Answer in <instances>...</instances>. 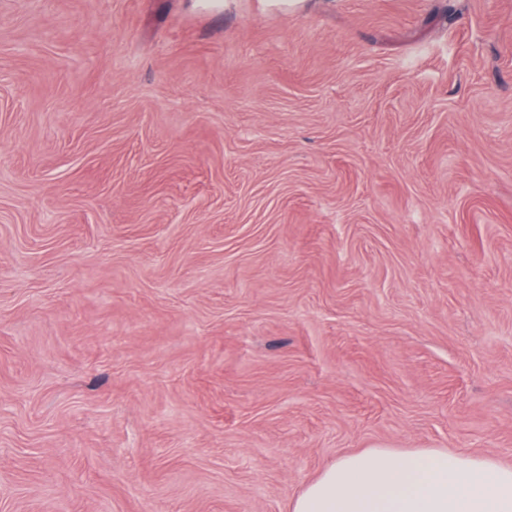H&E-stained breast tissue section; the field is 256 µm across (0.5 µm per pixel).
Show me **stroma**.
Masks as SVG:
<instances>
[{
	"mask_svg": "<svg viewBox=\"0 0 512 512\" xmlns=\"http://www.w3.org/2000/svg\"><path fill=\"white\" fill-rule=\"evenodd\" d=\"M365 448L512 465V0H0V512Z\"/></svg>",
	"mask_w": 512,
	"mask_h": 512,
	"instance_id": "stroma-1",
	"label": "stroma"
}]
</instances>
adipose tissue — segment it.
Listing matches in <instances>:
<instances>
[{"label":"adipose tissue","instance_id":"obj_1","mask_svg":"<svg viewBox=\"0 0 512 512\" xmlns=\"http://www.w3.org/2000/svg\"><path fill=\"white\" fill-rule=\"evenodd\" d=\"M290 512H512V466L451 448H368L306 483Z\"/></svg>","mask_w":512,"mask_h":512}]
</instances>
